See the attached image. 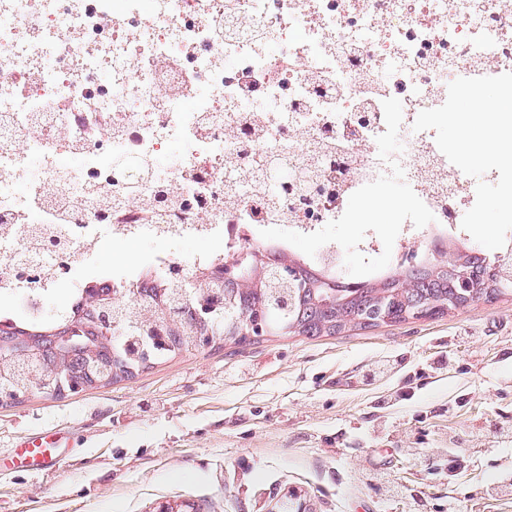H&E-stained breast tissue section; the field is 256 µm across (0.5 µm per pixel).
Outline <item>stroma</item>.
Here are the masks:
<instances>
[{
  "label": "stroma",
  "mask_w": 512,
  "mask_h": 512,
  "mask_svg": "<svg viewBox=\"0 0 512 512\" xmlns=\"http://www.w3.org/2000/svg\"><path fill=\"white\" fill-rule=\"evenodd\" d=\"M466 231L494 253L512 217V171ZM396 184L372 225L328 235L340 273L393 271ZM374 229L372 259L355 243ZM512 295L444 316L332 336L219 341L159 358L133 376L54 397L0 401V512H155L191 501L201 512H283L297 490L308 512H512ZM62 436L60 464L13 465L11 451ZM455 450V472L439 469Z\"/></svg>",
  "instance_id": "35a3bbf8"
}]
</instances>
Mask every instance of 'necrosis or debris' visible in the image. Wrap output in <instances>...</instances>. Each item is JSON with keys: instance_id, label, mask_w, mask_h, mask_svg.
<instances>
[{"instance_id": "4bbe7bcc", "label": "necrosis or debris", "mask_w": 512, "mask_h": 512, "mask_svg": "<svg viewBox=\"0 0 512 512\" xmlns=\"http://www.w3.org/2000/svg\"><path fill=\"white\" fill-rule=\"evenodd\" d=\"M491 88L512 91V0H0V301L40 321L64 288L70 315L85 289L135 282L95 266L134 239L155 245L160 274L217 258L177 243L230 255L283 221L325 254V226L349 223L382 181L401 188V249L425 224L462 232L498 174L473 165L479 146L450 152L435 125ZM325 141L335 165L280 219L269 157ZM232 166L252 174L235 205ZM162 189L207 204L146 207ZM49 227L65 258L31 246Z\"/></svg>"}]
</instances>
